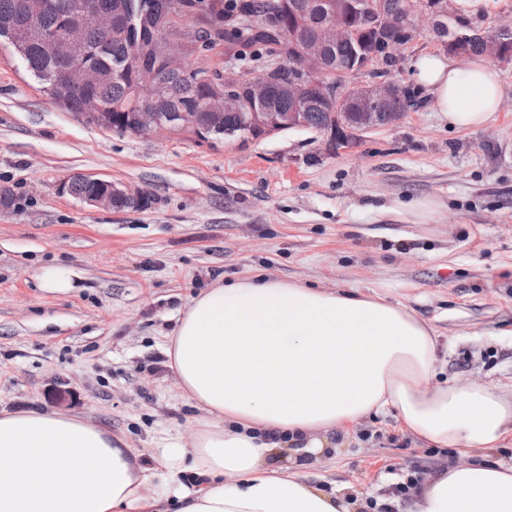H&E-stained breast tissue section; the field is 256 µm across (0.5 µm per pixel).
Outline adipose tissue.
<instances>
[{
	"instance_id": "ef3b65f1",
	"label": "adipose tissue",
	"mask_w": 512,
	"mask_h": 512,
	"mask_svg": "<svg viewBox=\"0 0 512 512\" xmlns=\"http://www.w3.org/2000/svg\"><path fill=\"white\" fill-rule=\"evenodd\" d=\"M413 77L449 127L500 109L496 69L425 53ZM438 336L402 305L259 274L192 299L166 354L182 395L206 414L191 443L150 456L59 411L0 410V512H349L345 494L265 465L276 450L321 454L337 432L395 412L404 428L471 463L435 469L407 512H512V398L481 384L432 385ZM160 468L152 477L149 462Z\"/></svg>"
}]
</instances>
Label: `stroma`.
Returning a JSON list of instances; mask_svg holds the SVG:
<instances>
[{
	"label": "stroma",
	"instance_id": "1",
	"mask_svg": "<svg viewBox=\"0 0 512 512\" xmlns=\"http://www.w3.org/2000/svg\"><path fill=\"white\" fill-rule=\"evenodd\" d=\"M450 30L491 32L512 0L463 15L444 0ZM415 38L379 71L415 105L349 153L323 134L291 130L257 141H200L183 132L134 136L86 123L49 101L24 61L0 42V409L77 414L142 452L166 434L191 437L204 414L182 397L165 346L189 299L216 283L267 273L313 288L358 290L408 306L440 334L442 378L512 395V61L496 119L448 127L412 76L423 53H447L426 13ZM224 46L189 67L247 74L273 65ZM91 175L154 197L145 210H107L59 185ZM72 285L55 295L44 270ZM432 448L390 414L360 420L302 472L342 487L353 512H399L407 476L467 463Z\"/></svg>",
	"mask_w": 512,
	"mask_h": 512
}]
</instances>
